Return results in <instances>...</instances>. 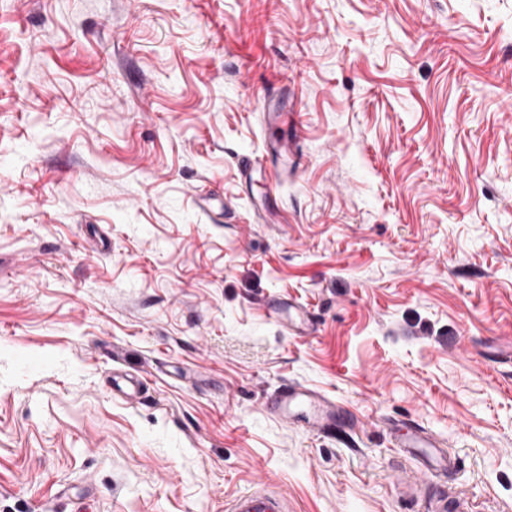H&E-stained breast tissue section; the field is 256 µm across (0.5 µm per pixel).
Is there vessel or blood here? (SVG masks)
<instances>
[{"label":"vessel or blood","mask_w":512,"mask_h":512,"mask_svg":"<svg viewBox=\"0 0 512 512\" xmlns=\"http://www.w3.org/2000/svg\"><path fill=\"white\" fill-rule=\"evenodd\" d=\"M269 316L283 322L288 329L311 336L317 331L313 318L300 319L284 317L280 307H268ZM273 413L298 424L304 429L321 433L335 426L343 410L332 398L321 392L297 385L282 387L269 402ZM402 447L414 448L421 452L426 461V473L439 476L452 465L453 459L442 447L440 441L420 427L409 429L401 442ZM226 512H288L284 499L276 494L257 488L237 495L226 508Z\"/></svg>","instance_id":"vessel-or-blood-1"}]
</instances>
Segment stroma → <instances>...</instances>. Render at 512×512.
Instances as JSON below:
<instances>
[{"label":"stroma","instance_id":"1","mask_svg":"<svg viewBox=\"0 0 512 512\" xmlns=\"http://www.w3.org/2000/svg\"><path fill=\"white\" fill-rule=\"evenodd\" d=\"M287 383L344 420L272 414ZM411 424L456 468L423 483ZM259 485L512 512V0H0V512ZM262 307L267 311L269 316L272 318L280 321L283 323V325L288 330H296L299 333L305 335V336H312L317 331L316 322L313 320V318L308 316H303L299 318V321H295L292 318H290L289 311H288V318H285L281 312V309L279 306H270L266 302H262Z\"/></svg>","mask_w":512,"mask_h":512}]
</instances>
